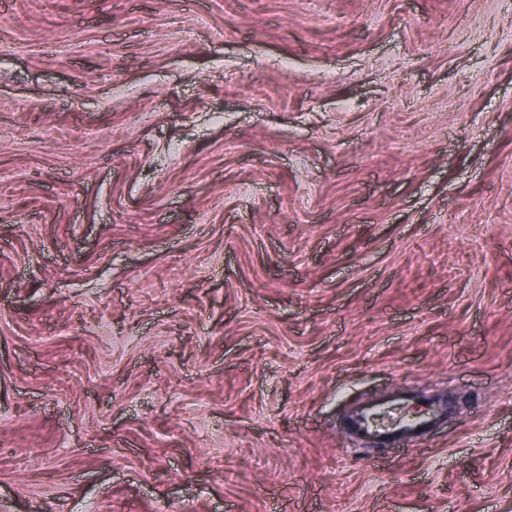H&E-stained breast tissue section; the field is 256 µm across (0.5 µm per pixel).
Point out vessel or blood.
<instances>
[{
  "instance_id": "obj_1",
  "label": "vessel or blood",
  "mask_w": 512,
  "mask_h": 512,
  "mask_svg": "<svg viewBox=\"0 0 512 512\" xmlns=\"http://www.w3.org/2000/svg\"><path fill=\"white\" fill-rule=\"evenodd\" d=\"M445 399L414 401L403 388L354 407L346 422L351 434L380 446H404L429 435L448 416Z\"/></svg>"
}]
</instances>
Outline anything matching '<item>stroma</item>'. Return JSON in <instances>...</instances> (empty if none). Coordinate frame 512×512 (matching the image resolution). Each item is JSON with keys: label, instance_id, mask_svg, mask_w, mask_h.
<instances>
[{"label": "stroma", "instance_id": "1", "mask_svg": "<svg viewBox=\"0 0 512 512\" xmlns=\"http://www.w3.org/2000/svg\"><path fill=\"white\" fill-rule=\"evenodd\" d=\"M0 512H512V0H0ZM446 399L412 400L402 388L354 407L347 430L380 446H404L429 435L448 417Z\"/></svg>", "mask_w": 512, "mask_h": 512}]
</instances>
